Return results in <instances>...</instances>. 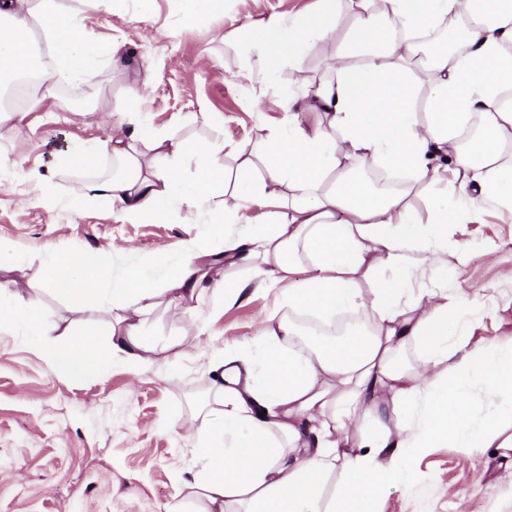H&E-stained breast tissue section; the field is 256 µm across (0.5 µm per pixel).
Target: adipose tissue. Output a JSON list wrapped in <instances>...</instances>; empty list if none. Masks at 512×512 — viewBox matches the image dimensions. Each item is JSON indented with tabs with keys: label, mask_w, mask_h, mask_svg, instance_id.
<instances>
[{
	"label": "adipose tissue",
	"mask_w": 512,
	"mask_h": 512,
	"mask_svg": "<svg viewBox=\"0 0 512 512\" xmlns=\"http://www.w3.org/2000/svg\"><path fill=\"white\" fill-rule=\"evenodd\" d=\"M0 0V84L35 61L33 27L50 52V77L93 74L117 54L92 35L112 0ZM294 20L270 16L252 31L265 88L290 70L310 84L312 42L329 52L330 77L313 101L290 99L285 126L255 143L200 147L168 141L136 121L82 145L65 166L95 170L76 195L19 165L0 177L31 184L46 207L80 211L95 203L120 220L165 222L179 208L203 212L211 236L162 248L166 272L113 276L97 252L64 253L45 265L43 286L73 310L97 301L110 319L98 346L64 326V346L45 342V321L0 285V333L24 328L53 370L104 371L118 359L141 367L163 346L139 317L163 296L185 302L212 293L224 304L250 286H274L304 271L288 291L292 317L271 313L259 356L225 355L213 400L188 419L200 467L184 479L199 512H378L379 500L414 477L411 450L441 443L512 447L497 425H473L466 397L472 375L512 420V351L465 350L473 313L443 289H414L430 251H447L448 227L487 204L512 209V0H316ZM427 97H420V88ZM157 161L143 164L142 149ZM117 172L98 174L103 159ZM192 174H185L188 161ZM360 167L401 172L385 191ZM431 188L426 216L414 197ZM223 421L214 423V404Z\"/></svg>",
	"instance_id": "1"
}]
</instances>
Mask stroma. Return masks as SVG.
Returning <instances> with one entry per match:
<instances>
[{
	"instance_id": "stroma-1",
	"label": "stroma",
	"mask_w": 512,
	"mask_h": 512,
	"mask_svg": "<svg viewBox=\"0 0 512 512\" xmlns=\"http://www.w3.org/2000/svg\"><path fill=\"white\" fill-rule=\"evenodd\" d=\"M314 0H227L220 18L196 13L192 0H113L95 16L94 34L118 42L116 60L94 77L41 89V106L25 104L0 123V159L53 173V190L76 191L85 176L63 171L64 155L113 128L142 117L181 141L206 145L256 141L284 124L281 104L294 95L289 71L276 89L260 91L241 77L258 69L237 32L268 15H305ZM149 99L138 103L137 89ZM31 186L0 181V241L25 247L21 269L0 270V283H17L56 342V325L104 334L95 307L71 310L42 287V268L57 251L104 252L114 274L146 265L155 251L207 237L198 211L181 209L163 223L121 221L115 210L88 205L81 213L46 208ZM449 258L431 286L464 291L478 304L464 327L467 350L512 349V212L487 206L478 220L448 227ZM281 288L250 287L243 302L224 306L206 296L193 311L171 303L149 316L150 336L167 343L158 363L140 369L113 361L101 374L48 368L23 332L0 334V512H193L179 493L196 456L186 424L194 405L210 395L217 354L259 351L265 319ZM198 335L180 341L188 317ZM415 481L387 493L379 512H512V452L440 444L407 462Z\"/></svg>"
}]
</instances>
